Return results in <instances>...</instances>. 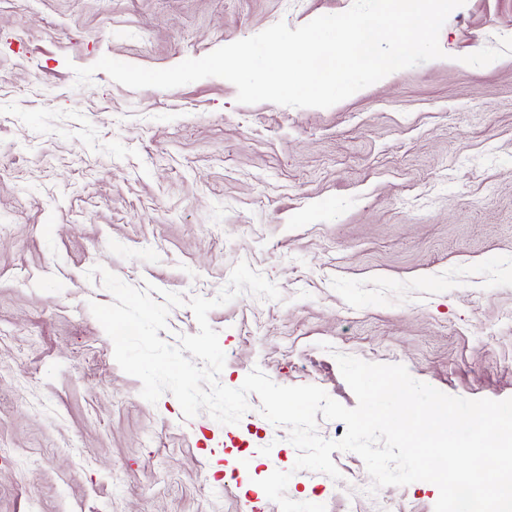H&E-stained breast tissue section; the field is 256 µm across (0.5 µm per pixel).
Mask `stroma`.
<instances>
[{"label": "stroma", "instance_id": "35a3bbf8", "mask_svg": "<svg viewBox=\"0 0 512 512\" xmlns=\"http://www.w3.org/2000/svg\"><path fill=\"white\" fill-rule=\"evenodd\" d=\"M352 3L0 0V512H242L277 470L326 512H434L436 485L370 492L352 452L337 481L294 471L257 395L235 425L147 402L89 308L113 301L98 264L188 299L244 261L281 298L210 311L224 386L258 368L352 408L340 352L512 398V54L457 62L512 37V0H466L444 58L328 108L241 104L219 77L75 84L105 55L169 68Z\"/></svg>", "mask_w": 512, "mask_h": 512}]
</instances>
